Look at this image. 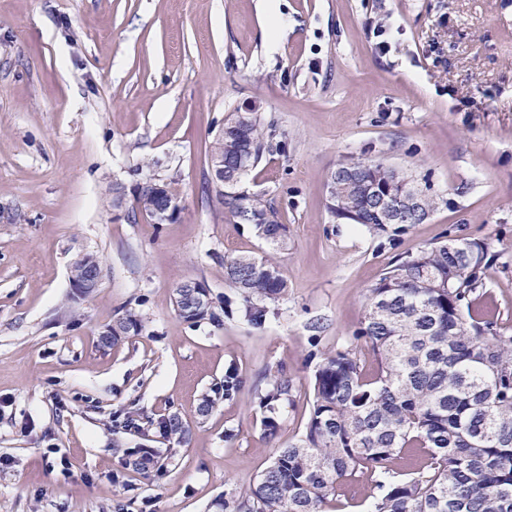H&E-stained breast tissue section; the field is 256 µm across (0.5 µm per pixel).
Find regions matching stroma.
I'll list each match as a JSON object with an SVG mask.
<instances>
[{
	"label": "stroma",
	"instance_id": "35a3bbf8",
	"mask_svg": "<svg viewBox=\"0 0 512 512\" xmlns=\"http://www.w3.org/2000/svg\"><path fill=\"white\" fill-rule=\"evenodd\" d=\"M245 106L275 148L240 189L271 202L281 248L209 181L208 147ZM358 158L412 175L429 218L393 240L337 219L327 184ZM148 179L174 220L132 215ZM446 238L487 244L470 313L512 335V0H0V512H213L302 437L317 366L384 270ZM239 253L288 281L265 326L180 318L175 285L222 296ZM85 254L104 277L80 298ZM129 311L140 331L101 347ZM231 365L239 396L199 417ZM277 369L292 391L270 438L253 392ZM130 409L179 414L188 441L122 434L154 457L127 469L112 421ZM102 274L98 258L86 254L80 257L79 266H72L70 270V283L78 296L83 298L91 297L100 288Z\"/></svg>",
	"mask_w": 512,
	"mask_h": 512
}]
</instances>
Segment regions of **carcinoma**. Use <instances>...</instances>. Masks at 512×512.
<instances>
[{
    "mask_svg": "<svg viewBox=\"0 0 512 512\" xmlns=\"http://www.w3.org/2000/svg\"><path fill=\"white\" fill-rule=\"evenodd\" d=\"M269 135L256 112L224 116V138H215L208 155L224 154V180L241 181L269 151ZM249 158L247 168L238 160ZM363 181L398 192L409 174L379 160L361 158L340 164ZM329 208L337 218L394 237L405 224H385L367 209L364 188L328 183ZM224 212L255 227L278 247L287 227L268 201L236 193L224 195ZM488 262L477 241H440L407 255L371 287L360 328L353 334L378 362L375 376H364L356 348L328 353L313 382V399L303 437L275 450L268 467L244 489L228 488L212 503L215 512H324L337 485L366 474L378 489L367 512H512V336L497 324L471 322L469 307ZM224 282L238 299L215 303L209 288L194 316L183 313L179 288L173 304L190 323L219 322L243 315L264 325L269 307L287 295L279 266L266 256L239 254L224 260ZM141 327L132 312L112 323V339ZM243 379L234 366L222 384L203 397L208 416L221 401L237 398ZM291 384L277 374L255 403L269 412L264 433L273 436L276 405L288 399ZM183 443L189 429L172 413L153 421L139 411L114 420V432H145ZM404 448L425 450L427 461L406 478L387 468Z\"/></svg>",
    "mask_w": 512,
    "mask_h": 512,
    "instance_id": "1",
    "label": "carcinoma"
}]
</instances>
